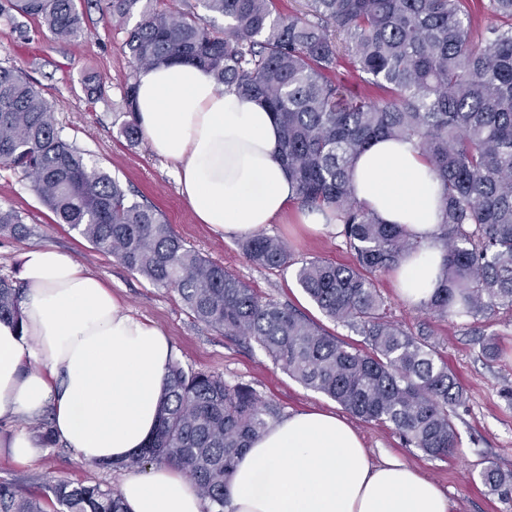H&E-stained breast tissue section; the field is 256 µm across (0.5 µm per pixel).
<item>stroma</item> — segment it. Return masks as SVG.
Returning <instances> with one entry per match:
<instances>
[{
  "label": "stroma",
  "mask_w": 512,
  "mask_h": 512,
  "mask_svg": "<svg viewBox=\"0 0 512 512\" xmlns=\"http://www.w3.org/2000/svg\"><path fill=\"white\" fill-rule=\"evenodd\" d=\"M78 7L84 12V33L75 42L54 38L36 19H23L17 27L0 18V65L14 66L36 83L64 135L85 150L92 163L134 191L138 201L160 210L188 244L224 264L261 296L293 305L336 336L358 342L354 331L328 321L310 301L298 286L294 269L255 266L243 258L238 236L217 234L194 223L178 192L175 172L153 155L148 144H131L119 132L123 88L137 75L124 48L125 25L103 20L86 0H80ZM23 29L28 32L24 39L19 36ZM91 79L104 84L103 98L87 95L85 85ZM0 207L21 212L33 229L24 238L0 236V276L19 280L26 249L54 246L100 273L133 314L158 325L171 341L174 359L184 366L232 383L252 384L286 414L311 407L343 414L338 403L303 387L257 346L197 323L175 289L153 286L94 249L67 225L54 223L21 175L7 168H0ZM301 214V206L293 205L287 216L265 226V234L281 239L297 258L354 264L339 226L313 232L302 223ZM373 283L389 320L432 331L439 352L463 385L464 401L455 419L459 443L448 458H432L405 447L391 426L378 422L358 425L367 448L377 454L390 452L436 481L447 490L452 512H512V489L493 492L481 480L490 464L512 472V398L506 395L512 389V309L499 307L478 320L455 315L441 320L402 299L392 273L375 276ZM481 336L496 338L500 351L496 360L481 355L477 344ZM1 479L38 495L45 485L60 479L115 488L121 475L81 462L72 449L59 443L43 447L29 465L0 453Z\"/></svg>",
  "instance_id": "stroma-1"
}]
</instances>
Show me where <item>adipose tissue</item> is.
<instances>
[{
  "instance_id": "ef3b65f1",
  "label": "adipose tissue",
  "mask_w": 512,
  "mask_h": 512,
  "mask_svg": "<svg viewBox=\"0 0 512 512\" xmlns=\"http://www.w3.org/2000/svg\"><path fill=\"white\" fill-rule=\"evenodd\" d=\"M137 113L154 155L173 165L197 223L253 233L296 200L272 112L257 97L217 88L185 62L140 69ZM354 196L416 241L395 272L418 305L438 285L445 252L440 188L419 148L381 139L357 158ZM20 320L0 319V440L20 463L41 452L25 422L50 414L56 438L86 463L126 460L160 416L172 359L165 332L130 313L98 273L46 246L23 256ZM126 512H205L184 467L124 470ZM229 512H450L438 484L397 458H372L359 430L334 412L292 413L253 441L224 488Z\"/></svg>"
}]
</instances>
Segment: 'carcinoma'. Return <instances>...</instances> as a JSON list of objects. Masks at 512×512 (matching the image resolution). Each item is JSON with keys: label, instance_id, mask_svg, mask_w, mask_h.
Returning a JSON list of instances; mask_svg holds the SVG:
<instances>
[{"label": "carcinoma", "instance_id": "carcinoma-1", "mask_svg": "<svg viewBox=\"0 0 512 512\" xmlns=\"http://www.w3.org/2000/svg\"><path fill=\"white\" fill-rule=\"evenodd\" d=\"M122 23L137 67L163 61L199 65L220 86L263 100L281 129L282 157L301 206L329 212L355 264L298 261L282 241L246 236L252 263L298 265L300 288L326 318L363 337L348 343L302 312L260 297L223 264L175 233L156 207L129 198L63 135L35 83L0 65V164L19 172L52 212L103 252L160 288L175 289L195 321L255 343L306 388L363 422L394 427L407 447L446 458L458 444L454 422L464 391L426 328L385 319L373 277L416 248L398 224H382L353 195L354 160L377 139L413 142L440 184L446 257L427 314L479 319L512 307V0H481L498 23L481 27L470 0H304L280 15L276 0H197L203 13L160 9L158 0H96ZM39 19L57 39L83 33L76 0H0V15ZM223 21L221 30L216 23ZM346 65L350 80L339 76ZM120 132L142 131L136 82L126 83ZM22 215L0 208V234L27 236ZM22 287L0 277V318L20 316ZM282 418L252 385L234 384L174 360L160 421L147 446L109 471L151 463L183 466L210 512H226L224 486L235 459ZM46 445L50 422L29 423ZM484 484L499 491L512 475L489 465ZM0 512H124L118 491L59 480L32 495L0 480Z\"/></svg>", "mask_w": 512, "mask_h": 512}]
</instances>
